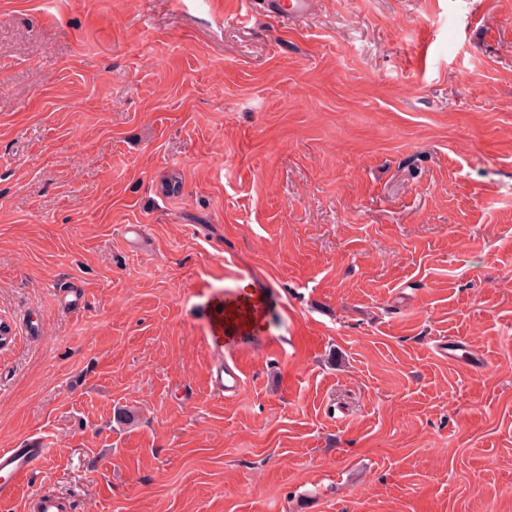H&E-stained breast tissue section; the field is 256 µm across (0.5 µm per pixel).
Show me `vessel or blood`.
<instances>
[{
  "mask_svg": "<svg viewBox=\"0 0 512 512\" xmlns=\"http://www.w3.org/2000/svg\"><path fill=\"white\" fill-rule=\"evenodd\" d=\"M266 10L278 19L300 23L310 13V0H265ZM274 296L266 288H229L217 305L212 318L211 346L236 352L248 340L257 337L268 320ZM50 456L41 437L34 436L23 444L0 449V497L12 496L24 478Z\"/></svg>",
  "mask_w": 512,
  "mask_h": 512,
  "instance_id": "1",
  "label": "vessel or blood"
}]
</instances>
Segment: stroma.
I'll list each match as a JSON object with an SVG mask.
<instances>
[{"label":"stroma","mask_w":512,"mask_h":512,"mask_svg":"<svg viewBox=\"0 0 512 512\" xmlns=\"http://www.w3.org/2000/svg\"><path fill=\"white\" fill-rule=\"evenodd\" d=\"M240 8L0 0V512H512V0ZM266 10L273 16L289 23H300L308 18L310 13V0H267L264 2ZM274 295L267 289L251 285L250 288H229L224 291L211 318L214 336H208L213 347L236 352L248 340L260 336L261 328L268 320L273 307ZM215 388L224 393L225 397H231L237 394L241 385L240 376L229 366H226V370L219 366L214 377ZM51 448H46L41 437L34 436L23 444L0 449V497H12L30 471L47 461Z\"/></svg>","instance_id":"stroma-1"}]
</instances>
